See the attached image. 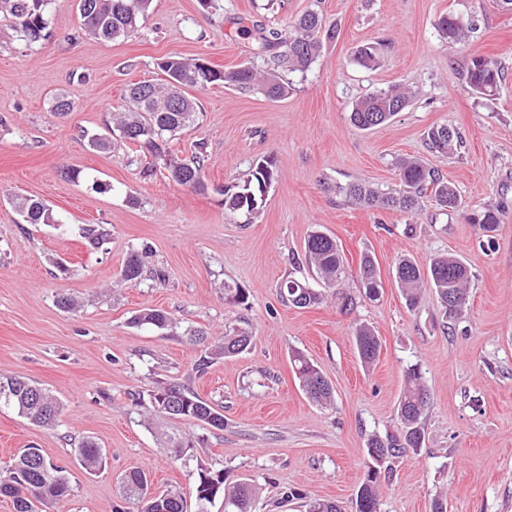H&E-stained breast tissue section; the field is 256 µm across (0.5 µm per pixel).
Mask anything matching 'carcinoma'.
<instances>
[{"label": "carcinoma", "mask_w": 512, "mask_h": 512, "mask_svg": "<svg viewBox=\"0 0 512 512\" xmlns=\"http://www.w3.org/2000/svg\"><path fill=\"white\" fill-rule=\"evenodd\" d=\"M55 0H0V8L14 19L15 31L22 40L36 42L48 26V10ZM83 33L97 39L116 40L128 38L139 31V23L149 11L152 0H76ZM442 37L450 44L463 42L473 29L474 22H465L452 15H443L436 22ZM258 54L270 55L274 65L291 71L304 72L310 68L322 50L323 41L332 40L337 31L326 26L323 17L314 12L301 15L284 30L280 27H261L256 30ZM203 60L170 56L157 63L161 73L158 80L136 82L124 95L125 105L113 124L121 139L129 132L136 133L139 150L147 151L164 161L168 178L178 185L204 191L205 143L196 144V156L185 162L169 149V143L182 131L197 125L201 112L200 103L189 94V90L203 87L197 81L202 71ZM211 79L206 85L229 83L241 91L258 86L270 99L288 95V84L274 74L258 76L253 68L243 66L224 72L207 67ZM501 70L498 65L483 57L470 60L463 78L467 87L479 94L487 95L497 88ZM410 101V94L401 86L371 93L356 101L350 112L351 124L359 130L368 131L389 122ZM425 144L438 154H446L463 147L464 138L459 130L446 124L430 127ZM401 187L395 192L380 193L372 187L353 182L338 187L349 203L367 209H386L412 212L419 199L427 195L437 206L455 213L461 207L457 188L434 168L427 167L416 157L398 159ZM273 161L258 162L246 180L218 189L223 196L224 208L232 213L251 215L263 204L261 187L275 180ZM15 207L27 224H54L57 222L50 208L42 201L32 198L16 200ZM503 210L485 207L467 217V221L478 226L484 233H493L502 222ZM80 237L86 244L97 249L110 235L104 224H82L78 227ZM306 261L317 277L329 288L339 287L346 273V258L336 241L325 233L315 231L304 243ZM143 261L137 252L128 257L122 278L133 282L142 274ZM365 297L375 301L380 298V272L374 258L365 254L358 266ZM472 278L470 268L458 257L448 254L433 256L428 265L420 266L408 254L398 256L395 261L394 279L406 304L417 306L421 288L428 285L437 293L446 317L455 319L466 308L469 300L468 285ZM282 296L295 307L307 308L320 303L321 293L307 284L290 278L282 286ZM135 326L148 325L157 330L171 331L177 323L164 311L143 309L132 317ZM356 347L361 361L373 363L380 351V340L367 325L356 329ZM252 335L245 330H234L224 335V340L203 349L196 360L195 368L203 371L215 361L238 355L247 350ZM293 370L306 394L320 405H329L333 400L330 383L319 368L303 353L292 355ZM7 387L9 397H0V407H10L21 416L40 426L54 424L60 412L56 399L45 389L20 376L0 377V388ZM417 367L406 372L405 389L397 404V421L400 428L395 434L372 435L366 444L371 461L367 473L359 485L355 497L356 512H380V485L392 472L396 460L416 453L425 440L422 418L428 397ZM148 409L156 417L169 420L186 419L215 429L224 428V414L194 391L178 385L160 386L149 394ZM165 443L173 449L174 458L184 466L196 462L189 476L193 478L195 494L200 496L204 507H209L216 498L224 501V512H251L256 488L247 480L235 478L222 469L214 470L197 461L195 441L188 436H165ZM80 467L86 471L101 468L107 457L106 451L92 439L82 441L74 449ZM8 480L0 483V493L14 499L15 512H37L38 505L57 501L69 493L68 471L51 461L36 447L23 449L8 465ZM124 498L137 505V512H184L183 493L170 487L157 492L152 489L149 474L133 470L121 477Z\"/></svg>", "instance_id": "1"}]
</instances>
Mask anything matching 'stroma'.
<instances>
[{
    "label": "stroma",
    "mask_w": 512,
    "mask_h": 512,
    "mask_svg": "<svg viewBox=\"0 0 512 512\" xmlns=\"http://www.w3.org/2000/svg\"><path fill=\"white\" fill-rule=\"evenodd\" d=\"M307 11L322 14L337 36L307 72H283L288 96L222 84L198 91L200 123L171 148L188 160L196 141L206 142L207 191L161 173L143 179L151 156L134 163L122 142L96 151L83 139L86 131L106 133L127 86L157 78L165 57L273 71L256 53L254 25L285 26ZM448 13L476 22L453 47L435 27ZM366 43L379 47L371 70L355 59ZM477 56L504 68L493 95L465 84L462 73ZM398 84L412 93L402 112L370 131L351 125L357 99ZM58 95L74 103L67 116L51 110ZM436 124L463 131L466 151L429 152L423 136ZM402 156L422 159L454 184L463 214H442L428 197L412 214L369 210L336 193L352 182L398 189ZM266 158L276 178L263 207L249 217L225 211L219 187L247 178ZM67 168L112 189L70 181ZM16 196L44 202L60 227L24 223L11 203ZM488 204L504 206L506 217L484 246L464 215ZM82 224L107 225L109 239L89 248L78 235ZM316 229L347 258L351 310L310 276L304 241ZM139 250L143 274L124 281L121 269ZM365 252L384 284L376 302L363 297L357 277ZM402 253L422 265L441 253L469 265L475 278L461 319L445 323L428 288L416 310L407 308L392 276ZM59 258L67 274L57 270ZM291 276L308 278L323 302L285 304L280 285ZM228 285L245 289L246 303L225 301ZM62 294L74 298V310L58 306ZM146 308L168 312L180 330L132 326ZM362 324L381 340L368 368L354 339ZM187 327L212 344L244 328L253 343L200 374L202 347L187 339ZM295 350L331 382L332 405L302 390L290 361ZM412 366L428 390L425 445L395 463L381 512H432L440 495L448 512H512V11L498 0H215L209 8L202 0H152L135 37L105 42L81 34L73 0H55L45 37L32 44L0 12V376H23L62 407L51 427L0 408V481L13 455L33 445L70 475L69 494L46 512H112L122 503L119 479L133 469L148 470L157 489L180 488L194 505L184 465L135 405L157 386L178 383L222 407L223 429L192 421L179 428L200 438L197 456L207 466L256 485L254 512H306L317 499L355 512L367 440L396 429ZM88 437L107 452L93 474L74 457Z\"/></svg>",
    "instance_id": "obj_1"
}]
</instances>
